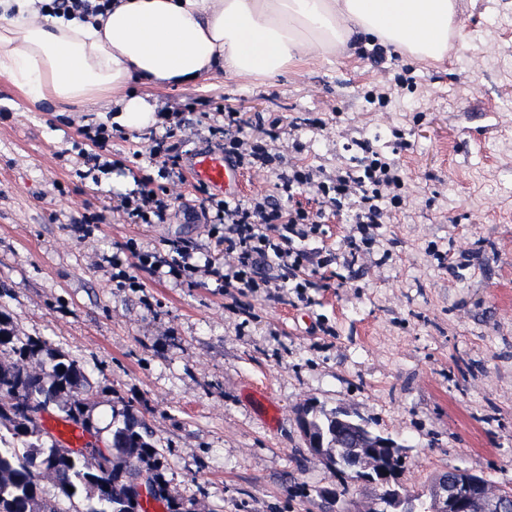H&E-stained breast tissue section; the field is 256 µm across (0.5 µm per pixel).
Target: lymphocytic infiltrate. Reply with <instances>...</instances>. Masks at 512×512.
I'll list each match as a JSON object with an SVG mask.
<instances>
[{"instance_id": "obj_1", "label": "lymphocytic infiltrate", "mask_w": 512, "mask_h": 512, "mask_svg": "<svg viewBox=\"0 0 512 512\" xmlns=\"http://www.w3.org/2000/svg\"><path fill=\"white\" fill-rule=\"evenodd\" d=\"M164 133L153 139L147 157L158 170L157 177L139 179L138 187L121 196L118 207L134 224H164L170 205L163 195L153 194L155 178L168 181L181 178L183 147L200 125L210 135L222 138L224 158L233 166L273 173L277 191L259 193L246 201L205 193L199 206L188 210L190 221L218 224L223 232L216 239L217 254L197 259L194 246L180 241L168 251H149L127 241L123 250L127 261H115L117 276L129 287H141L139 271L162 269L179 273L192 283L213 278L217 287L234 288L242 294L264 293L279 299L292 294L298 301L310 298L316 281L304 268H324L328 259L321 252L306 248L317 235L323 212L346 217L353 231L346 237L343 265L354 270L359 259L377 245L380 225L411 203L405 174L390 154L376 149L369 141L355 140V163L329 170L302 162V145L295 133L296 123L260 112H242L204 99L200 103L175 104L164 112ZM119 128L107 123L83 127L87 147L79 148L84 169L80 176L98 180L112 169L109 144L119 136ZM313 190L321 209L311 212L293 205L301 189Z\"/></svg>"}]
</instances>
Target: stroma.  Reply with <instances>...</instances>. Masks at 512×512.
<instances>
[{"mask_svg": "<svg viewBox=\"0 0 512 512\" xmlns=\"http://www.w3.org/2000/svg\"><path fill=\"white\" fill-rule=\"evenodd\" d=\"M456 5L462 34L441 63L389 49L376 65L340 47L262 82L134 86L161 107L210 97L304 120L302 161L329 169L349 163L350 138L388 153L391 128L404 131L395 154L410 206L382 227L362 273L332 264L307 303L168 273L118 287L111 259L128 240L214 250L207 226L182 218L200 199L194 181L170 223H130L115 206L149 173L145 140L113 139L111 173L80 179L77 129L105 109L33 108L0 76V311L19 341L47 340L82 364L98 391V445L125 408L149 420L172 493L196 512H316L321 489L373 512V485L344 482L308 448L298 417L309 404L405 445L399 481L422 499L455 467L512 488V0ZM408 71L413 82L396 87ZM383 85L391 102L377 112L368 95ZM87 201L103 222L79 241L70 226Z\"/></svg>", "mask_w": 512, "mask_h": 512, "instance_id": "stroma-1", "label": "stroma"}]
</instances>
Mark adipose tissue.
Here are the masks:
<instances>
[{"instance_id":"adipose-tissue-1","label":"adipose tissue","mask_w":512,"mask_h":512,"mask_svg":"<svg viewBox=\"0 0 512 512\" xmlns=\"http://www.w3.org/2000/svg\"><path fill=\"white\" fill-rule=\"evenodd\" d=\"M0 0V74L33 104L114 101L137 130L157 107L131 83L188 86L216 75L272 79L366 35L438 60L459 36L455 0H114L83 22Z\"/></svg>"}]
</instances>
